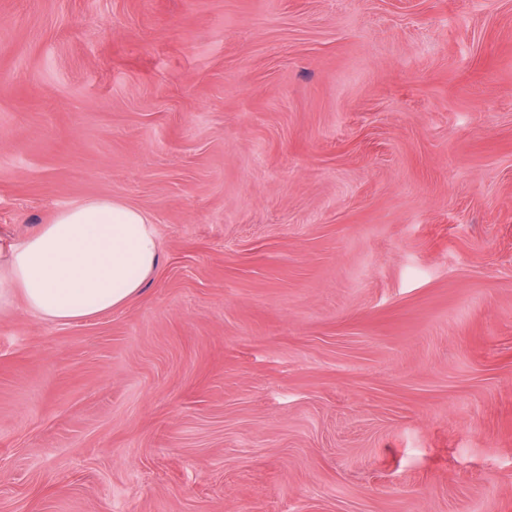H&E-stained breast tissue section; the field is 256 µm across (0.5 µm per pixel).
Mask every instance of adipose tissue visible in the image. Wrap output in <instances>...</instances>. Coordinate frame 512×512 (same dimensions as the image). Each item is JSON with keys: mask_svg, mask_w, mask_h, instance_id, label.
<instances>
[{"mask_svg": "<svg viewBox=\"0 0 512 512\" xmlns=\"http://www.w3.org/2000/svg\"><path fill=\"white\" fill-rule=\"evenodd\" d=\"M153 220L100 198L59 210L19 239H0V308L22 299L36 317L69 323L111 312L158 267Z\"/></svg>", "mask_w": 512, "mask_h": 512, "instance_id": "1", "label": "adipose tissue"}]
</instances>
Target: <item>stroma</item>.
Returning a JSON list of instances; mask_svg holds the SVG:
<instances>
[{
    "mask_svg": "<svg viewBox=\"0 0 512 512\" xmlns=\"http://www.w3.org/2000/svg\"><path fill=\"white\" fill-rule=\"evenodd\" d=\"M160 264L0 310V512H512V0H0V237ZM153 224L138 208L100 198L0 239V308L19 296L36 317L69 323L122 307L159 265Z\"/></svg>",
    "mask_w": 512,
    "mask_h": 512,
    "instance_id": "1",
    "label": "stroma"
}]
</instances>
